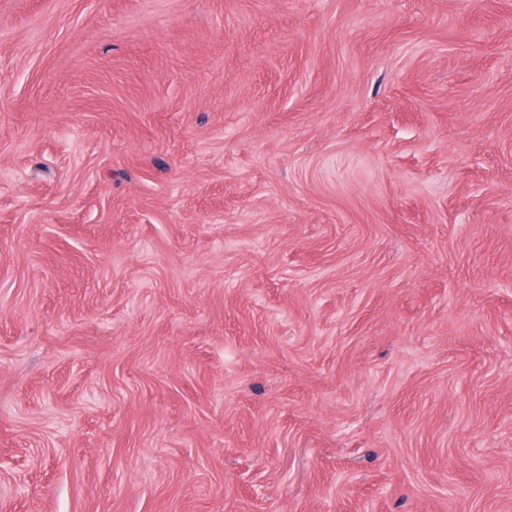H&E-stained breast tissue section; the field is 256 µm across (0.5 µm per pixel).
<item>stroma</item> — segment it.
Masks as SVG:
<instances>
[{"instance_id":"stroma-1","label":"stroma","mask_w":512,"mask_h":512,"mask_svg":"<svg viewBox=\"0 0 512 512\" xmlns=\"http://www.w3.org/2000/svg\"><path fill=\"white\" fill-rule=\"evenodd\" d=\"M0 512H512V0H0Z\"/></svg>"}]
</instances>
